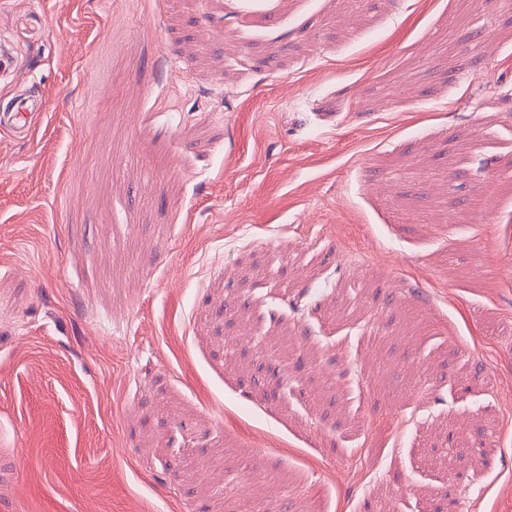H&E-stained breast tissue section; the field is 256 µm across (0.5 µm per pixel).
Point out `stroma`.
<instances>
[{
    "mask_svg": "<svg viewBox=\"0 0 512 512\" xmlns=\"http://www.w3.org/2000/svg\"><path fill=\"white\" fill-rule=\"evenodd\" d=\"M0 512H512V0H0ZM36 105L28 101L17 102L9 112H4L0 117V126L12 133H23L25 137L32 138L36 129L28 123V112Z\"/></svg>",
    "mask_w": 512,
    "mask_h": 512,
    "instance_id": "obj_1",
    "label": "stroma"
}]
</instances>
